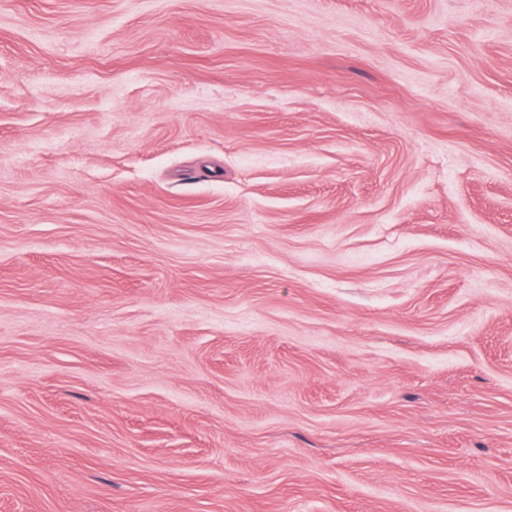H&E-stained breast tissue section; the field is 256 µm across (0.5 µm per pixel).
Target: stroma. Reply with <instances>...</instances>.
Wrapping results in <instances>:
<instances>
[{"instance_id": "35a3bbf8", "label": "stroma", "mask_w": 512, "mask_h": 512, "mask_svg": "<svg viewBox=\"0 0 512 512\" xmlns=\"http://www.w3.org/2000/svg\"><path fill=\"white\" fill-rule=\"evenodd\" d=\"M0 512H512V0H0Z\"/></svg>"}]
</instances>
